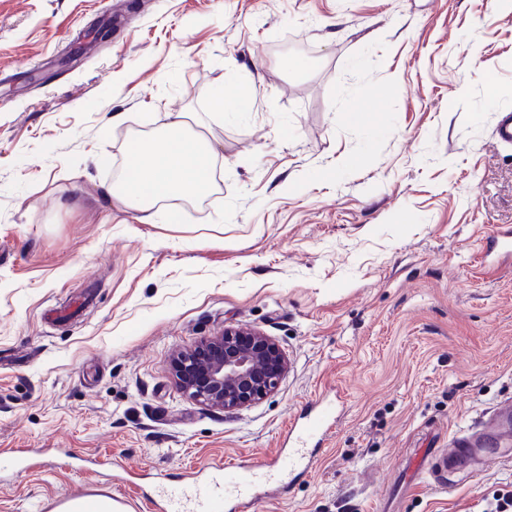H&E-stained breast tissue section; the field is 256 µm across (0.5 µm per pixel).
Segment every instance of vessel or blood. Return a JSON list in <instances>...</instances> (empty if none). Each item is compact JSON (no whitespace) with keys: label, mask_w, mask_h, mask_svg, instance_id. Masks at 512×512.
Returning <instances> with one entry per match:
<instances>
[{"label":"vessel or blood","mask_w":512,"mask_h":512,"mask_svg":"<svg viewBox=\"0 0 512 512\" xmlns=\"http://www.w3.org/2000/svg\"><path fill=\"white\" fill-rule=\"evenodd\" d=\"M343 395L320 401L306 416L290 421V448L267 464L257 466L236 459L214 467L208 479L189 488L173 485L165 498L169 512H248L258 499L282 483L284 477L311 470L317 462L316 447L322 446L334 426ZM481 438L455 435L447 447L429 458L428 474L441 488H448L449 473L476 467L501 457L502 447L512 439V402H503L482 421Z\"/></svg>","instance_id":"1"}]
</instances>
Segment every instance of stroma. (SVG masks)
<instances>
[{"label":"stroma","mask_w":512,"mask_h":512,"mask_svg":"<svg viewBox=\"0 0 512 512\" xmlns=\"http://www.w3.org/2000/svg\"><path fill=\"white\" fill-rule=\"evenodd\" d=\"M296 56L297 72L282 61ZM250 94L236 111L214 95ZM171 112L217 152L155 223L116 167ZM512 10L494 0H0V512L262 463L311 402L345 405L308 476L251 512H484L512 461L452 490L425 458L512 398ZM289 370L232 414L176 387L225 326Z\"/></svg>","instance_id":"stroma-1"}]
</instances>
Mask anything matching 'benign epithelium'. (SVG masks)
<instances>
[{
  "mask_svg": "<svg viewBox=\"0 0 512 512\" xmlns=\"http://www.w3.org/2000/svg\"><path fill=\"white\" fill-rule=\"evenodd\" d=\"M288 371L280 346L258 329L224 327L178 352L174 379L190 399L234 412L270 396Z\"/></svg>",
  "mask_w": 512,
  "mask_h": 512,
  "instance_id": "obj_1",
  "label": "benign epithelium"
}]
</instances>
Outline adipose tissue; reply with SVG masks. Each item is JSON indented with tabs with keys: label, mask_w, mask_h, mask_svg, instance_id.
Here are the masks:
<instances>
[{
	"label": "adipose tissue",
	"mask_w": 512,
	"mask_h": 512,
	"mask_svg": "<svg viewBox=\"0 0 512 512\" xmlns=\"http://www.w3.org/2000/svg\"><path fill=\"white\" fill-rule=\"evenodd\" d=\"M184 126L183 114H172L162 137L138 139L127 151L124 195L144 223L154 222L159 201L196 198L213 185L214 148L204 138L186 136Z\"/></svg>",
	"instance_id": "adipose-tissue-1"
}]
</instances>
